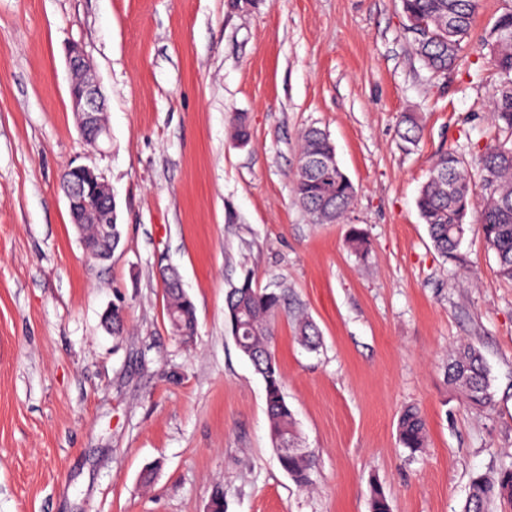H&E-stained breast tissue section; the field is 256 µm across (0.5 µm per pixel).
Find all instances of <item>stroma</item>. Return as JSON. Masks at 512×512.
Returning a JSON list of instances; mask_svg holds the SVG:
<instances>
[{
	"mask_svg": "<svg viewBox=\"0 0 512 512\" xmlns=\"http://www.w3.org/2000/svg\"><path fill=\"white\" fill-rule=\"evenodd\" d=\"M509 9L480 0L462 64L435 79L400 0H0V512H207L218 491L224 512H371L375 484L391 512H460L472 476L512 462V281L478 209L447 259L416 207L442 151L472 156L496 134L485 37ZM73 43L105 98L95 149L71 109ZM311 127L356 188L340 224L312 223L292 192ZM70 165L112 189L109 261L87 259L71 223ZM166 267L196 308L189 344L166 316ZM247 277L287 286L321 333L316 352L292 316L275 335L316 457L307 489L282 470L263 382L224 324ZM463 342L485 359L488 409L447 382ZM410 405L427 424L413 456L396 437Z\"/></svg>",
	"mask_w": 512,
	"mask_h": 512,
	"instance_id": "1",
	"label": "stroma"
}]
</instances>
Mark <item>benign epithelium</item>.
<instances>
[{
  "label": "benign epithelium",
  "instance_id": "1",
  "mask_svg": "<svg viewBox=\"0 0 512 512\" xmlns=\"http://www.w3.org/2000/svg\"><path fill=\"white\" fill-rule=\"evenodd\" d=\"M69 67L74 79L70 85V101L80 118L79 131L84 141L94 147L108 135L102 119L103 101L99 88L87 78L91 62L82 47L73 43L67 50ZM63 183L72 224L82 229L84 224L101 225L97 241L83 242L86 256L98 262L112 258V224L116 223L112 190L92 169L70 166Z\"/></svg>",
  "mask_w": 512,
  "mask_h": 512
}]
</instances>
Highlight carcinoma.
I'll return each instance as SVG.
<instances>
[{"mask_svg": "<svg viewBox=\"0 0 512 512\" xmlns=\"http://www.w3.org/2000/svg\"><path fill=\"white\" fill-rule=\"evenodd\" d=\"M405 17L426 23L429 36L415 41L406 29L419 60L434 75H446L462 62V43L467 39L479 0H401ZM492 63L500 83L490 97V119L499 129L512 134V10L500 15L490 30ZM402 137L414 144L420 134L415 113L402 116ZM334 148L327 134L310 128L302 136V148L292 190L295 199L315 224H338L345 220L355 198L351 180L334 164ZM476 170L483 194L480 226L487 246L494 251L499 274L512 280V141L497 140L485 145L468 160L455 149L441 153L421 187L416 206L426 224L434 248L451 258L468 227L464 218L474 204L471 170ZM166 312L172 333L189 343L196 333V309L181 282L165 281ZM288 313L286 288H258L245 279L228 289L224 319L236 346L253 364L265 387L270 439L278 448L283 439H297L295 419L283 392V379L273 342L279 317ZM297 336L303 347L314 350L320 334L307 317L297 321ZM448 383L475 408L493 405L488 370L481 353L464 345L448 361ZM399 444L414 455L425 445L426 423L414 408L404 410L397 421ZM283 471L301 488L312 485L313 452L283 450L278 455ZM498 499L512 503V463L495 475L471 479L461 512H490Z\"/></svg>", "mask_w": 512, "mask_h": 512, "instance_id": "carcinoma-1", "label": "carcinoma"}]
</instances>
